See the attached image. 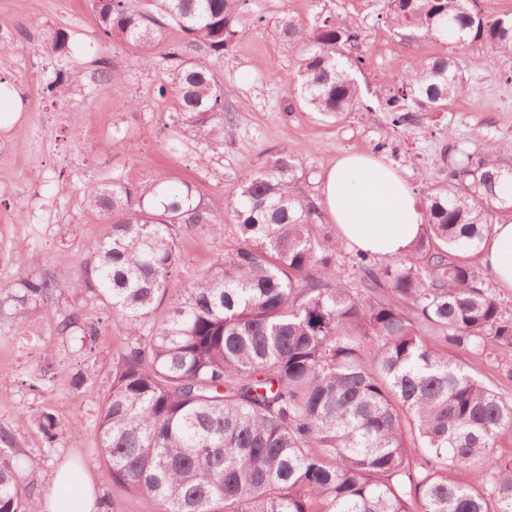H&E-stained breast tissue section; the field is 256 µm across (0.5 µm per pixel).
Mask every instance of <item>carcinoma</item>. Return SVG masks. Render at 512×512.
I'll return each instance as SVG.
<instances>
[{
    "label": "carcinoma",
    "mask_w": 512,
    "mask_h": 512,
    "mask_svg": "<svg viewBox=\"0 0 512 512\" xmlns=\"http://www.w3.org/2000/svg\"><path fill=\"white\" fill-rule=\"evenodd\" d=\"M99 28L148 49L175 25L186 41L166 54L169 88L198 143L234 134L231 90L208 58L230 51L252 0H89ZM385 23L415 42L485 43L512 55V16L488 18L477 0H385ZM297 62L302 105L340 120L362 106L351 74L359 33L336 13L277 20ZM467 89L448 54L407 70L382 103L397 125L443 112ZM305 175L286 149L241 180L224 213L161 172L133 185L113 178L88 192L89 222L110 224L76 258L77 273L29 274L0 288V325L82 294L58 325L85 342L82 313L102 308L124 341L98 402L94 434L113 485L159 512H512V459L496 453L512 429V399L476 379L469 362L512 351V312L463 254L512 213L500 148L451 166L426 198L413 249L385 265L355 254L358 283L337 270L340 243L324 230ZM226 236L224 257L176 296L181 234ZM34 423L47 449L63 433ZM471 474L459 483L448 471ZM0 431V512H39L40 495Z\"/></svg>",
    "instance_id": "carcinoma-1"
}]
</instances>
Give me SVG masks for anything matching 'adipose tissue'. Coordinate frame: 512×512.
<instances>
[{
  "label": "adipose tissue",
  "instance_id": "adipose-tissue-1",
  "mask_svg": "<svg viewBox=\"0 0 512 512\" xmlns=\"http://www.w3.org/2000/svg\"><path fill=\"white\" fill-rule=\"evenodd\" d=\"M323 202L340 240L386 258L409 251L425 210L396 169L366 152L341 154L322 178ZM498 288L512 290V218L493 226L480 245ZM87 471L66 463L41 498L42 512H100Z\"/></svg>",
  "mask_w": 512,
  "mask_h": 512
}]
</instances>
